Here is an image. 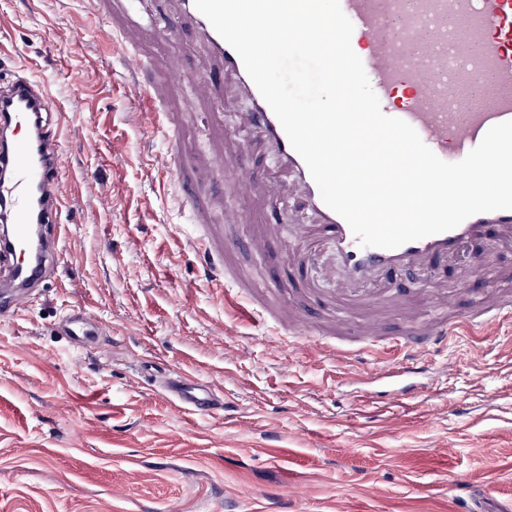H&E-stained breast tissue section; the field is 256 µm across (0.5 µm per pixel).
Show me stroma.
Instances as JSON below:
<instances>
[{"instance_id": "1", "label": "stroma", "mask_w": 512, "mask_h": 512, "mask_svg": "<svg viewBox=\"0 0 512 512\" xmlns=\"http://www.w3.org/2000/svg\"><path fill=\"white\" fill-rule=\"evenodd\" d=\"M108 30L87 0H0V79L48 86L66 207L56 265L0 317V512H512V317L432 353L402 408L355 380L396 355L338 362L246 317L205 280L185 203L223 202L248 240L269 202L158 163L165 140ZM240 108L195 116L188 156L220 142L234 157ZM75 308L95 344L62 333ZM181 372L222 408L179 410L163 384Z\"/></svg>"}]
</instances>
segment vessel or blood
Wrapping results in <instances>:
<instances>
[{
    "label": "vessel or blood",
    "mask_w": 512,
    "mask_h": 512,
    "mask_svg": "<svg viewBox=\"0 0 512 512\" xmlns=\"http://www.w3.org/2000/svg\"><path fill=\"white\" fill-rule=\"evenodd\" d=\"M112 16V39L123 49L136 48L144 32L169 39L189 33L203 74L193 97H185L178 56L168 60L160 87H140L143 107L159 118L168 145L167 163H179V136L171 108L186 118L224 99V80L248 103L237 113V127L251 131L258 146L271 155L278 175L256 182L243 156L225 164L224 153L211 151L198 167L223 176L243 193L262 187L271 198L296 199L307 218L297 223L292 212L272 209L261 237L240 243L232 220L212 223L210 208L191 205V221L208 227L196 243L209 269L210 281L246 295L259 322L274 323L295 339L307 333L310 310H318L322 336H348L355 351L370 353L382 344L399 355L396 366L379 379L395 381L427 373L430 353L447 348L460 333L484 331L489 321L512 314V292L485 289L467 310L459 299L469 294L472 274L493 273V252L512 251V210L476 214L458 227L395 249L360 246L346 221L323 202L302 157L292 148L280 122L263 99L233 48L196 8L194 0H165L167 19L160 22L147 0H90ZM354 25L351 47L363 62L381 109L408 122L440 159L462 160L492 126L512 120V0H340ZM48 91L20 77L0 86V130L6 141L8 176L0 179V201L6 202L13 235L0 244V275L10 287L0 296V315L11 316L31 302V283L40 280L57 258L56 232L40 238V262L26 256L30 227L56 224L64 202L57 190L58 136L43 115L52 111ZM291 236H284V228ZM491 243V251L476 243ZM287 244L288 269L299 274L297 287L271 285L256 290L224 265L225 256L247 247L261 251ZM326 254L320 275L309 270L316 255ZM468 255V266L457 267L454 283L436 276L441 266ZM436 305L437 316L425 317L415 306V286ZM64 331L83 343L92 336L91 323L69 314ZM173 401L190 412L213 408L210 389L190 376L179 377L169 389Z\"/></svg>",
    "instance_id": "vessel-or-blood-1"
}]
</instances>
